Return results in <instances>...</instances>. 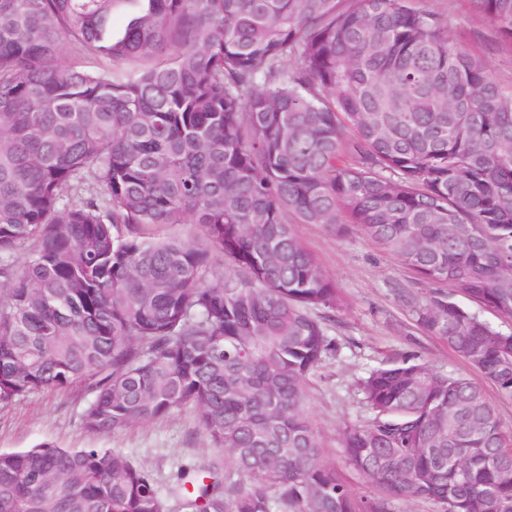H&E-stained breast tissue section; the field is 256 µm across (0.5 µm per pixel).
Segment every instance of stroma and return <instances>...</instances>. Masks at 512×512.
<instances>
[{"label": "stroma", "mask_w": 512, "mask_h": 512, "mask_svg": "<svg viewBox=\"0 0 512 512\" xmlns=\"http://www.w3.org/2000/svg\"><path fill=\"white\" fill-rule=\"evenodd\" d=\"M414 5L447 17L454 45L484 59L499 84L512 86V44L497 38L489 20L475 10L471 0H414ZM295 232L343 296V306L333 310L328 324L337 351L311 377L305 409L319 434L324 462L356 497L375 498L379 492L348 466L340 433L366 421L369 412L358 382L390 360L410 356L435 369L467 377L480 386L504 424L512 427V398L502 396L446 343L417 326L411 306L399 291L407 289L420 299L427 287L407 267L352 226L337 234L321 224H299ZM91 398L87 385L79 383L61 392H37L0 404V450H23L40 442L120 450L153 474L167 512H179L171 490L179 484L181 473L230 464L227 454L211 447L194 409L98 436L82 425Z\"/></svg>", "instance_id": "1"}]
</instances>
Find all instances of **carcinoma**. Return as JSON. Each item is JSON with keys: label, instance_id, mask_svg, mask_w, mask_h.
<instances>
[{"label": "carcinoma", "instance_id": "carcinoma-1", "mask_svg": "<svg viewBox=\"0 0 512 512\" xmlns=\"http://www.w3.org/2000/svg\"><path fill=\"white\" fill-rule=\"evenodd\" d=\"M119 2L0 0V404L84 382L99 436L197 410L231 466L183 475L180 512H512V428L414 358L341 433L382 497L322 460L312 311L341 298L292 228L361 229L431 286L418 326L512 398V331L477 312L512 320V87L412 0H131L115 31ZM473 2L512 43V0ZM173 224L196 232H148ZM165 509L112 448L0 451V512Z\"/></svg>", "mask_w": 512, "mask_h": 512}]
</instances>
